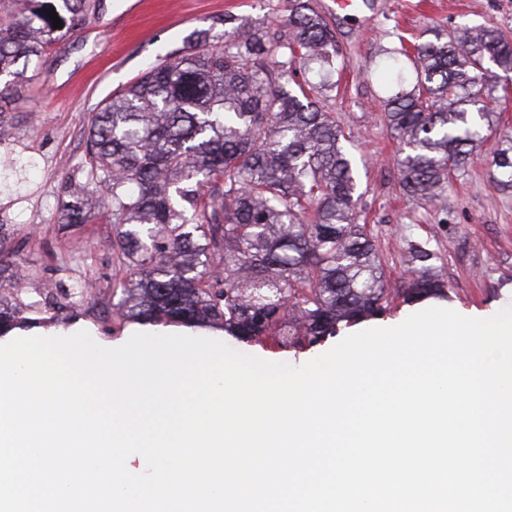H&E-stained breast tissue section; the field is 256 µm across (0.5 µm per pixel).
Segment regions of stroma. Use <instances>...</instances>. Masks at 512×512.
<instances>
[{"mask_svg": "<svg viewBox=\"0 0 512 512\" xmlns=\"http://www.w3.org/2000/svg\"><path fill=\"white\" fill-rule=\"evenodd\" d=\"M357 12L334 0H312L336 34L348 67L339 91L324 106L355 133L354 153L362 197L356 221L366 225L381 267L393 287L409 274L408 241L426 242L433 266L448 284L439 302L396 303L390 310L340 323L335 335L288 348L271 340L242 342L210 330L243 353L272 362L301 365L346 336L372 327H392L411 314L439 305L486 319L512 304V190L491 182L487 158L512 138V98L501 101L492 132L466 168L451 173L436 205L404 195L394 159L399 145L388 128L390 91L379 77L386 50L403 41L460 26H491L512 39V0H358ZM277 25L288 16V0H96L84 26L47 55L40 76L16 97L10 140L0 143V165L24 156L26 167L10 173L0 188V217L14 224L11 237L22 272L55 288L72 278L107 292L109 307L89 302L72 310L45 309L37 315L42 335L52 329L87 331L108 347L127 341L136 322L121 320L123 279L109 261L112 229L105 217L68 226L58 221L65 177L85 153V118L113 90L125 86L166 54L181 50L192 32L209 30L211 47L224 40V18ZM144 332L175 334V325L141 326Z\"/></svg>", "mask_w": 512, "mask_h": 512, "instance_id": "1", "label": "stroma"}]
</instances>
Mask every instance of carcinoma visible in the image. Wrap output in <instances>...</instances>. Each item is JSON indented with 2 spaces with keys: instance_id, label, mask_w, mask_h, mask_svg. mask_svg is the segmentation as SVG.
I'll use <instances>...</instances> for the list:
<instances>
[{
  "instance_id": "obj_1",
  "label": "carcinoma",
  "mask_w": 512,
  "mask_h": 512,
  "mask_svg": "<svg viewBox=\"0 0 512 512\" xmlns=\"http://www.w3.org/2000/svg\"><path fill=\"white\" fill-rule=\"evenodd\" d=\"M311 0H288L268 26L224 18V46L210 31L148 67L87 120L85 161L68 175L60 218L85 224L105 210L112 256L128 267L123 319L213 324L242 341L310 343L338 322L379 315L397 298L446 296L435 254L408 243L410 279L394 288L365 225L355 223L353 133L324 110L328 90L296 79L347 66ZM21 17L0 24V132L29 66L84 24L91 0H12ZM62 20L56 29L50 8ZM388 52V128L400 143L405 194L432 201L466 167L497 121L496 88L512 79V42L492 27ZM412 63L409 80L403 60ZM489 176L512 189V139L493 152ZM0 219V284L13 258ZM22 302L0 294V328Z\"/></svg>"
}]
</instances>
